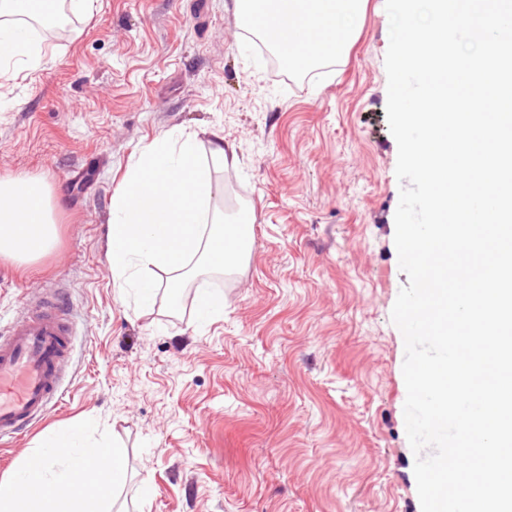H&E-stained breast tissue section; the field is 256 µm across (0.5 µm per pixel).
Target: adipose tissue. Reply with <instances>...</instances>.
Instances as JSON below:
<instances>
[{
    "label": "adipose tissue",
    "instance_id": "obj_1",
    "mask_svg": "<svg viewBox=\"0 0 512 512\" xmlns=\"http://www.w3.org/2000/svg\"><path fill=\"white\" fill-rule=\"evenodd\" d=\"M50 0H0V72L36 69L47 57L32 21L47 17ZM366 0H233L238 23L261 34L294 71L340 60ZM194 133L155 138L129 163L112 195L106 254L116 288L132 291L137 308H153L166 292L180 304L187 279L237 270L248 259L247 215L225 220L211 202L220 187L198 160ZM53 196L41 180H0V257L34 261L57 241ZM109 480L105 492L92 485ZM129 480L127 450L93 441L77 424L48 435L0 482V512H112V490Z\"/></svg>",
    "mask_w": 512,
    "mask_h": 512
}]
</instances>
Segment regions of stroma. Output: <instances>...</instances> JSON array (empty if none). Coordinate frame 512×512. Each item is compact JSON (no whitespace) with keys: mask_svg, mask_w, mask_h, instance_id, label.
Returning <instances> with one entry per match:
<instances>
[{"mask_svg":"<svg viewBox=\"0 0 512 512\" xmlns=\"http://www.w3.org/2000/svg\"><path fill=\"white\" fill-rule=\"evenodd\" d=\"M386 0H367L347 58L273 70L231 0H96L39 42L48 65L0 76V178L63 187L57 242L0 259V335L44 293L71 309L58 400L0 451L11 477L50 431L92 422L128 450L129 512H421L391 318L407 275L386 117ZM210 131L241 165L211 174L226 218L250 217V260L208 276L224 313L198 327L188 284L140 312L104 241L131 158L156 137Z\"/></svg>","mask_w":512,"mask_h":512,"instance_id":"35a3bbf8","label":"stroma"}]
</instances>
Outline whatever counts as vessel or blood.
I'll list each match as a JSON object with an SVG mask.
<instances>
[{"mask_svg": "<svg viewBox=\"0 0 512 512\" xmlns=\"http://www.w3.org/2000/svg\"><path fill=\"white\" fill-rule=\"evenodd\" d=\"M72 336L68 304L52 296L0 337V439L23 432L58 397Z\"/></svg>", "mask_w": 512, "mask_h": 512, "instance_id": "1", "label": "vessel or blood"}]
</instances>
